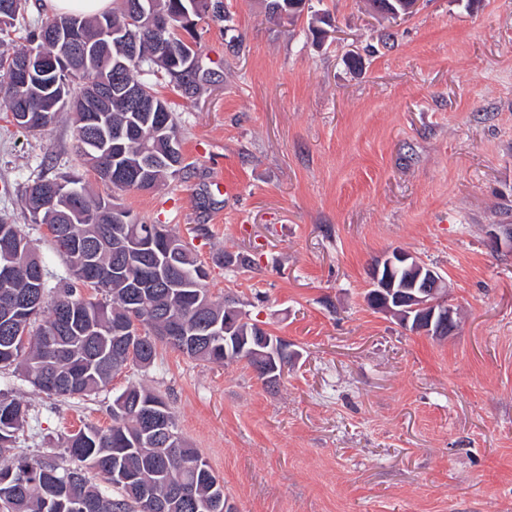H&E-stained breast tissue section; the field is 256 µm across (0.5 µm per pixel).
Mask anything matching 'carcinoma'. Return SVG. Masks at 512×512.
<instances>
[{"instance_id":"1","label":"carcinoma","mask_w":512,"mask_h":512,"mask_svg":"<svg viewBox=\"0 0 512 512\" xmlns=\"http://www.w3.org/2000/svg\"><path fill=\"white\" fill-rule=\"evenodd\" d=\"M112 11L88 20L80 15L60 14L41 22L29 36L30 46L11 54L0 53V106L23 107L14 124L28 131L51 125L60 112L75 113L76 152L113 190H143L124 173L144 160L155 189L183 172L176 115L171 102L154 84L139 80L141 73L163 79L182 94L197 90L200 67L181 64L198 56L195 20L217 14L220 0H119ZM269 18L298 17L302 0H264ZM146 5L147 16L132 24L136 6ZM25 0H0V14L9 21L0 25V35L15 27ZM164 15L172 26L155 29L149 16ZM124 30L126 40L112 39L106 55L94 66L77 65L60 72L55 86L40 89L13 83L16 60L35 53L44 57H67L72 49L50 33L76 27L85 40L97 43L101 23ZM112 82V111L82 112L71 103L84 96L89 84ZM146 88L150 106L133 109L124 99L125 87ZM25 210L30 223L50 228L51 239L64 258L70 282L50 295L48 271L37 249L20 225L0 218V265L9 264L16 276L0 284V368L15 367L36 390L63 398L83 399L107 388L132 363L146 368L157 357L160 315L170 314L181 322L183 333L167 341L182 354L208 364L223 365L254 361L235 351V339H224V305L212 297L206 275L189 244L170 229L176 242L173 263L166 249L146 248L130 240L122 254L112 251V240L130 235L133 218L122 206L91 194L80 181L68 176H40L28 185ZM93 252L98 282H86L87 255ZM148 275L156 284L144 297L131 295V285ZM93 290L90 295L87 290ZM133 306L141 313L142 334L120 345L114 342L112 324L131 323ZM218 324L219 333L210 344L194 347L196 336L207 335ZM171 432H177L175 415L167 401L143 386L129 385L117 400L112 425L87 424L65 441L69 463L50 458L34 459L14 452L16 434L28 416L19 398L0 391V512H145L141 487L151 484L162 512H207L206 504L217 494L220 480L209 464L182 441L162 446L140 440L141 412L146 404ZM95 471L112 486L107 492L91 482ZM55 474L50 480L49 474Z\"/></svg>"}]
</instances>
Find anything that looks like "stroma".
I'll use <instances>...</instances> for the list:
<instances>
[{
  "label": "stroma",
  "mask_w": 512,
  "mask_h": 512,
  "mask_svg": "<svg viewBox=\"0 0 512 512\" xmlns=\"http://www.w3.org/2000/svg\"><path fill=\"white\" fill-rule=\"evenodd\" d=\"M199 21L192 98L157 89L178 122L185 174L114 193L74 152L64 112L30 132L0 111V217L23 225L57 276L25 190L72 173L138 220L191 244L216 297L299 357L270 389L245 362L169 346L88 400L39 393L14 369L0 390L29 418L17 450L63 456L67 435L109 427L140 384L224 483L232 512H512V0H422L386 20L367 0H308L271 20L223 0ZM401 248L440 271L462 321L416 334L365 302L370 265ZM247 255L230 271L220 252Z\"/></svg>",
  "instance_id": "stroma-1"
}]
</instances>
